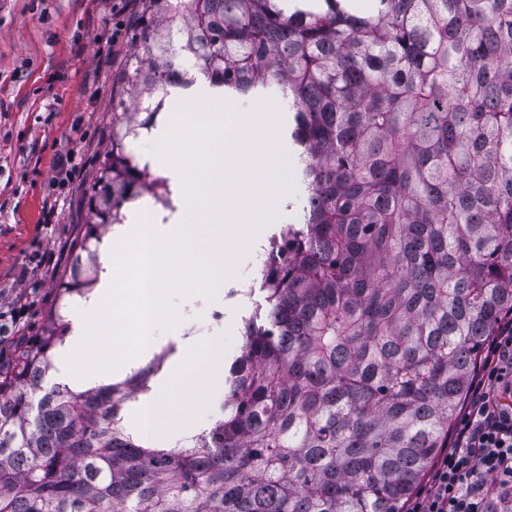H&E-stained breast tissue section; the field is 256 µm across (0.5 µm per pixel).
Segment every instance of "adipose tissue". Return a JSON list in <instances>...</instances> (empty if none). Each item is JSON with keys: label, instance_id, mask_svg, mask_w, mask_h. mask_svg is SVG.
I'll use <instances>...</instances> for the list:
<instances>
[{"label": "adipose tissue", "instance_id": "1", "mask_svg": "<svg viewBox=\"0 0 512 512\" xmlns=\"http://www.w3.org/2000/svg\"><path fill=\"white\" fill-rule=\"evenodd\" d=\"M177 355L170 368L165 388L139 408L135 421L146 439L157 433L184 435L191 431L192 423L186 413L175 410L168 402V393L186 381L212 379L223 376L224 366L218 349L201 336L176 337Z\"/></svg>", "mask_w": 512, "mask_h": 512}]
</instances>
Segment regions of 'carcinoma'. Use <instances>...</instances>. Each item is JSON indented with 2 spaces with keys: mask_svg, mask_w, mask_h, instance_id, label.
<instances>
[{
  "mask_svg": "<svg viewBox=\"0 0 512 512\" xmlns=\"http://www.w3.org/2000/svg\"><path fill=\"white\" fill-rule=\"evenodd\" d=\"M298 3L145 0L75 242L91 265L61 280H98L174 64L217 98L288 91L298 221L269 239L219 418L144 442L122 411L158 367L77 391L51 375L61 319L0 366V512H402L444 447L512 318V0Z\"/></svg>",
  "mask_w": 512,
  "mask_h": 512,
  "instance_id": "obj_1",
  "label": "carcinoma"
}]
</instances>
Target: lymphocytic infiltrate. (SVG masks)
<instances>
[{
  "label": "lymphocytic infiltrate",
  "mask_w": 512,
  "mask_h": 512,
  "mask_svg": "<svg viewBox=\"0 0 512 512\" xmlns=\"http://www.w3.org/2000/svg\"><path fill=\"white\" fill-rule=\"evenodd\" d=\"M405 512H512V320L488 347L451 448Z\"/></svg>",
  "instance_id": "f902f5d3"
}]
</instances>
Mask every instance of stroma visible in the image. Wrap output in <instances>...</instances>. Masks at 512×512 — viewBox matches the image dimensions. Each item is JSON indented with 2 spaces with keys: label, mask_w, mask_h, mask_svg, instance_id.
<instances>
[{
  "label": "stroma",
  "mask_w": 512,
  "mask_h": 512,
  "mask_svg": "<svg viewBox=\"0 0 512 512\" xmlns=\"http://www.w3.org/2000/svg\"><path fill=\"white\" fill-rule=\"evenodd\" d=\"M143 0H0V306L26 310L24 337L43 333L56 314L72 317L81 297L60 307L64 270L75 263V240L90 220L87 196L99 161L112 147V95L134 52V24ZM126 34L113 40L112 25ZM74 155L68 185L53 179L59 159ZM262 249L248 251L238 275L215 304L182 303V333L204 336L232 362L243 319L260 291L252 290ZM222 325H209L213 308ZM224 383L185 386L180 395L195 431L216 415Z\"/></svg>",
  "instance_id": "35a3bbf8"
}]
</instances>
